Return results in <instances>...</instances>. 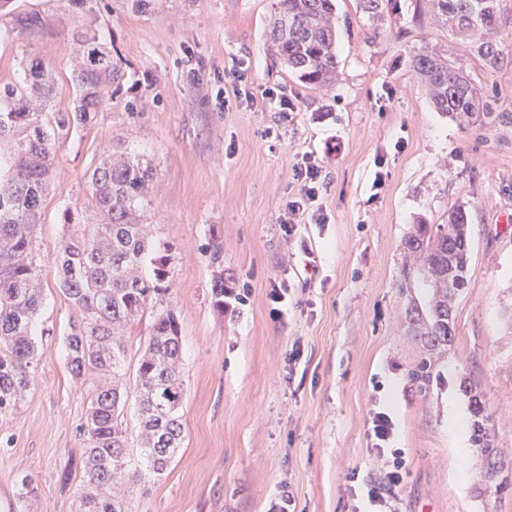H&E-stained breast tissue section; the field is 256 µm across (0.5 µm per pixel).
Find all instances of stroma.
I'll return each mask as SVG.
<instances>
[{"instance_id": "35a3bbf8", "label": "stroma", "mask_w": 512, "mask_h": 512, "mask_svg": "<svg viewBox=\"0 0 512 512\" xmlns=\"http://www.w3.org/2000/svg\"><path fill=\"white\" fill-rule=\"evenodd\" d=\"M41 28L0 41V84L24 54L56 70L54 99L73 109L70 73L77 26L112 41L136 72L137 109L122 99L88 129L57 145L54 178L38 226L43 304L37 318V381L0 411V512H14L17 484L33 479L26 512H77L83 480L80 433L90 385L66 365L64 333L75 315L52 261L70 227L65 207L87 205V174L109 149L151 162L149 222L171 247V290L125 333L123 371L133 382L158 313L174 309L181 331L186 397L184 442L159 474L129 470L118 486L127 512H268L281 487L297 512H370L350 482L387 465L372 448L371 417L388 413L406 475L400 512H512V487L455 479L448 398L476 381L492 413L496 445L512 468V63L487 69L438 26L430 0H399L385 36H375L356 0H336L342 80L319 93L267 50L270 0H12ZM12 14L0 16L11 26ZM447 49L486 87L495 121L462 124L435 111L409 67L424 44ZM244 65L252 101L224 104V72ZM393 103L381 105L387 89ZM299 94L281 118L273 91ZM314 154L327 188L325 223L299 225L316 253L307 271L286 247L280 216L296 192L292 166ZM385 184L371 185L376 172ZM469 212L472 277L453 309L455 340L419 391L411 371L424 355L409 326L410 301L426 291L400 284L411 260L402 243L414 224L445 223L450 206ZM223 247L224 312L211 302L209 245ZM288 298L273 304L274 286ZM300 342L301 368L288 354Z\"/></svg>"}]
</instances>
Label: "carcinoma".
<instances>
[{"label": "carcinoma", "mask_w": 512, "mask_h": 512, "mask_svg": "<svg viewBox=\"0 0 512 512\" xmlns=\"http://www.w3.org/2000/svg\"><path fill=\"white\" fill-rule=\"evenodd\" d=\"M438 21L470 52L494 68L505 56L490 37L500 0H432ZM372 22H393L398 0H356ZM42 25L21 14L0 39ZM267 39L273 55L289 73L315 90L340 79L336 55L333 0H273ZM72 40L77 56L71 72L73 111H52L56 93L53 67L33 57L14 82L0 85V410L16 406L35 384V331L43 304L37 226L56 161V142L91 124L112 108L114 90L131 77L120 55L83 28ZM434 108L463 121L494 115L487 92L463 67L440 50L424 46L410 58ZM154 169L123 150H112L88 175L92 215L78 225L57 251L58 284L79 316L69 324L64 345L72 375L90 380V405L82 426L85 437L83 485L78 512H126L112 491L131 466L124 412L134 399L140 429V462L161 473L183 443L180 409L186 396L181 372V336L176 314H159L137 361L133 388L119 381L126 356L125 327L169 290V247L152 237L146 224ZM419 260L417 281L428 289L424 307L410 299L411 322L427 355L412 371L425 390L433 382V355L454 341L453 303L472 276L468 214L461 205L448 209L444 224H416L403 242ZM152 276L142 273L145 263ZM455 287L448 288V279ZM213 308L224 313V272L214 275ZM474 451L485 462L484 478L498 487L502 475L491 428V414L479 385L467 379ZM31 479L21 480L17 509L35 495Z\"/></svg>", "instance_id": "1"}]
</instances>
